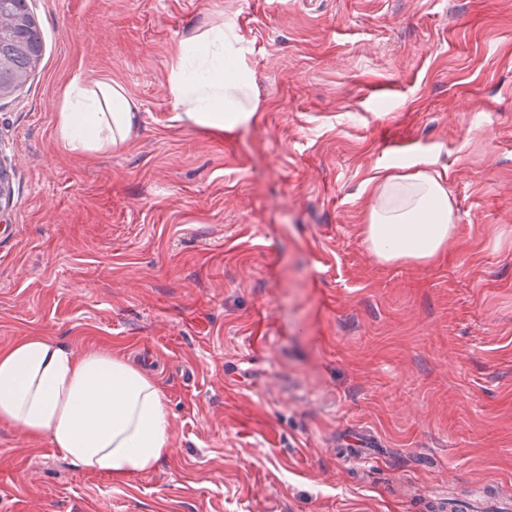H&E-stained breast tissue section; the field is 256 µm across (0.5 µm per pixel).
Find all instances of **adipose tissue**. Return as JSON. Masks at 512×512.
Wrapping results in <instances>:
<instances>
[{"instance_id":"ef3b65f1","label":"adipose tissue","mask_w":512,"mask_h":512,"mask_svg":"<svg viewBox=\"0 0 512 512\" xmlns=\"http://www.w3.org/2000/svg\"><path fill=\"white\" fill-rule=\"evenodd\" d=\"M180 121L231 132L255 118L258 100L248 48L233 22L188 38L170 74ZM139 106L108 79L76 80L59 108L55 138L70 153L94 156L128 143ZM364 229L382 264H431L448 249L455 214L440 176L416 168L381 171L368 182ZM0 425L19 428L98 475L126 478L153 469L172 446L162 388L126 358L76 351L42 336L0 349Z\"/></svg>"}]
</instances>
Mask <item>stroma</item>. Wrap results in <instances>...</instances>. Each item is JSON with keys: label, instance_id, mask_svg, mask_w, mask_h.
Segmentation results:
<instances>
[{"label": "stroma", "instance_id": "obj_1", "mask_svg": "<svg viewBox=\"0 0 512 512\" xmlns=\"http://www.w3.org/2000/svg\"><path fill=\"white\" fill-rule=\"evenodd\" d=\"M43 55L0 97V348L32 335L145 364L172 447L124 480L0 425V512H421L477 485L512 512V0H28ZM233 20L259 112L176 121L183 41ZM122 84L123 148L54 126ZM423 163L456 234L430 265L364 241L366 184ZM371 434L368 471L338 444ZM139 105L108 79L75 80L59 108L55 138L70 153L95 156L128 143L141 124Z\"/></svg>", "mask_w": 512, "mask_h": 512}]
</instances>
